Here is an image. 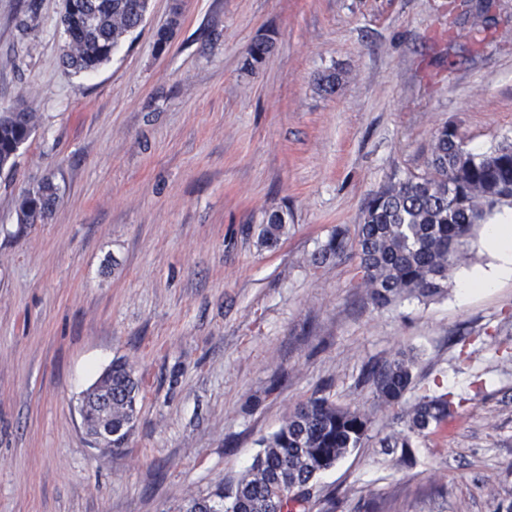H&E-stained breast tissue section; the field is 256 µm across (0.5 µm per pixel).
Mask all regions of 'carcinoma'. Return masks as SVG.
<instances>
[{
  "label": "carcinoma",
  "mask_w": 512,
  "mask_h": 512,
  "mask_svg": "<svg viewBox=\"0 0 512 512\" xmlns=\"http://www.w3.org/2000/svg\"><path fill=\"white\" fill-rule=\"evenodd\" d=\"M75 6L60 23L67 38L64 64L81 73L110 61L114 47L143 23L149 0H76ZM35 128L32 112L0 114V171L14 167L19 148ZM58 200L59 187L50 180L23 190L17 201L18 223L43 221ZM504 205H512V142L475 152L455 127L437 129L427 171L387 184L366 205L356 245L360 286L367 299L385 308L404 297L442 295L452 273L468 259L475 226ZM285 228L283 216L269 215L261 242L276 243ZM348 244L346 231L338 227L318 258L338 257ZM413 367V358L401 353L372 368L365 380L384 405L396 406L412 388ZM138 393L132 369L115 360L111 376L86 395L92 431L104 424L101 403L109 406L114 449L125 445L133 428ZM463 402L442 387L421 395L402 410L403 427L386 437L383 447H411L412 437L448 426ZM370 424L360 409L315 396L260 441L262 450L234 489L213 499H194L185 512H310L318 475L360 447Z\"/></svg>",
  "instance_id": "obj_1"
}]
</instances>
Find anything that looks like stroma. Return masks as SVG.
Instances as JSON below:
<instances>
[{
    "label": "stroma",
    "instance_id": "stroma-1",
    "mask_svg": "<svg viewBox=\"0 0 512 512\" xmlns=\"http://www.w3.org/2000/svg\"><path fill=\"white\" fill-rule=\"evenodd\" d=\"M458 2L149 0L111 61L78 74L62 0H0V113L37 117L0 172V512H184L316 395L372 424L311 512H512V279L460 296L495 262L483 227L431 301L375 308L356 248L313 260L389 181L426 170L437 128L478 152L512 141V0L481 41ZM47 177L57 205L19 226L20 193ZM274 211L287 231L266 246ZM402 351L405 404L437 381L467 401L394 470L381 441L400 411L363 375ZM116 359L138 416L123 448H96L78 404Z\"/></svg>",
    "mask_w": 512,
    "mask_h": 512
}]
</instances>
